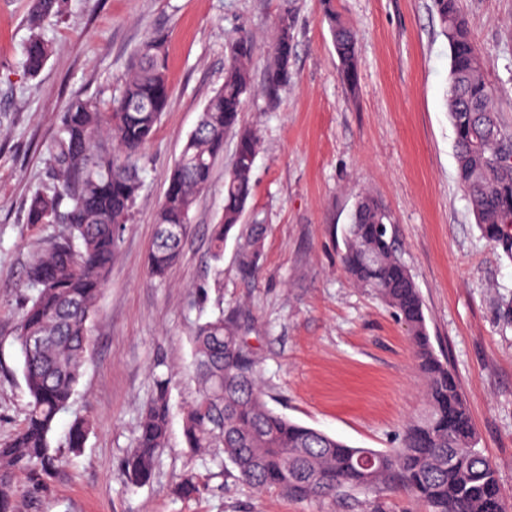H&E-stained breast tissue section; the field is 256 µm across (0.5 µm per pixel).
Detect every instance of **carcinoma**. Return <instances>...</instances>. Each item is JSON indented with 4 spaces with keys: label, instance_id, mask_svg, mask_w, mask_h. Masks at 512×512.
<instances>
[{
    "label": "carcinoma",
    "instance_id": "obj_1",
    "mask_svg": "<svg viewBox=\"0 0 512 512\" xmlns=\"http://www.w3.org/2000/svg\"><path fill=\"white\" fill-rule=\"evenodd\" d=\"M433 4L448 41L446 104L456 135L458 179L483 236L512 260V162L500 161L512 148V135L502 132L495 90L485 79L481 50L457 0ZM64 6L65 0H30L23 67L32 77L52 54L40 29ZM326 16L342 79L354 90L356 34L337 21L329 2ZM259 52L247 33L227 47L224 82L184 143L155 213L157 235L147 257L154 278H164L179 260L192 209L209 188L230 133L236 145L224 176V213L211 233V257L220 262L233 235L239 242V274L251 278L258 269L265 228L244 224L242 218L253 196L252 170L261 137L242 124L241 113L252 92L251 66ZM264 54L263 92L271 98L293 78L291 12L279 15L275 40ZM166 70L165 41L153 35L134 51L107 106L90 97L72 98L51 146L58 188L30 198L28 223L61 224L63 230L32 255L26 270L34 294L18 318L15 342L29 402L24 427L0 445V512H19L17 475L25 474L37 490L62 457L52 445V434L84 373L105 278L141 189V151L168 105ZM391 222L377 198L361 195L347 225L342 263L354 284L394 310L424 379L422 412L407 421L397 444L383 450L353 447L271 409L237 318L222 312L197 323L191 332L198 393L184 411L186 444L195 450L223 449L244 484L296 500L330 504L340 497L402 491L425 503L428 512H512L495 464L477 448L456 373L431 343L422 296L387 227ZM32 336L42 338V346L29 345ZM171 384L169 375L155 376L138 431L122 459L127 480L134 485L151 480L166 446ZM91 430L90 420L75 418L67 452L80 453Z\"/></svg>",
    "mask_w": 512,
    "mask_h": 512
}]
</instances>
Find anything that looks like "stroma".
Masks as SVG:
<instances>
[{
    "label": "stroma",
    "instance_id": "obj_1",
    "mask_svg": "<svg viewBox=\"0 0 512 512\" xmlns=\"http://www.w3.org/2000/svg\"><path fill=\"white\" fill-rule=\"evenodd\" d=\"M27 2L0 0V443L24 425L29 401L14 342L30 293L27 263L62 230L27 221L29 197L55 186L50 149L61 116L73 96L109 98L134 50L154 33L166 40L170 98L143 150L140 194L98 303L84 375L53 443L65 447L74 417L90 418L94 429L43 492L25 495L22 512H428L398 492L328 508L261 493L238 480L221 449L193 451L183 436L184 409L197 391L190 329L220 310L244 318L276 412L378 450L420 412L422 384L404 325L356 288L341 263L346 227L365 192L394 221L431 341L454 369L480 446L512 497V261L482 236L457 180L448 43L432 0H334L357 34L354 89L338 73L322 0H67L63 15L41 29L53 53L35 78L22 68ZM458 6L512 133V0ZM286 10L295 18L293 79L268 101L265 59L257 57L242 114L262 137L244 215L265 226L257 275H239L235 241H227L222 262L208 250L233 162L229 135L192 210L180 260L164 279L151 278L155 211L224 81L227 45L242 31L269 45ZM158 372L173 379L170 431L152 480L135 487L121 460ZM188 474L203 491L178 497Z\"/></svg>",
    "mask_w": 512,
    "mask_h": 512
}]
</instances>
